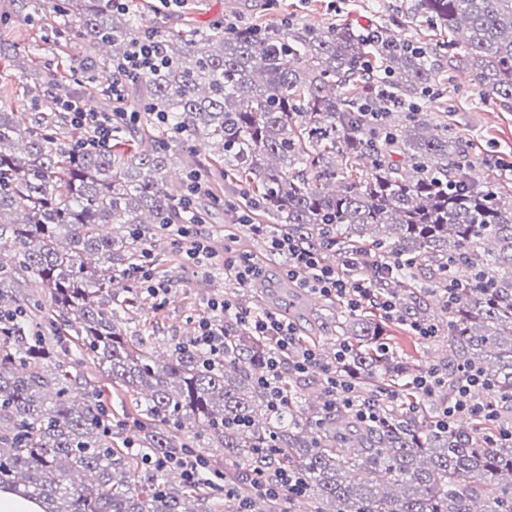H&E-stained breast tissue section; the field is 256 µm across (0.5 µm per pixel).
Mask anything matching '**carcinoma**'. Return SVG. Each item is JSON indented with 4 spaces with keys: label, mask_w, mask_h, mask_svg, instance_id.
<instances>
[{
    "label": "carcinoma",
    "mask_w": 512,
    "mask_h": 512,
    "mask_svg": "<svg viewBox=\"0 0 512 512\" xmlns=\"http://www.w3.org/2000/svg\"><path fill=\"white\" fill-rule=\"evenodd\" d=\"M11 18L50 10L55 40L108 48L66 76L49 62L19 70L33 80L34 111L0 108V489L23 491L43 512H512V182L477 181L475 157L448 124L431 125L419 101L435 84L433 51L388 27H267L228 18L206 29L151 32L132 9L100 0H11ZM432 27L464 51L476 87L512 109V0H416ZM162 43L168 66L138 76L120 108L140 120L107 149H84L87 131L61 104L77 94L111 99L112 63L134 41ZM363 84H383L400 109ZM164 112L167 122L156 121ZM150 142L151 148L140 149ZM214 153L184 173L244 187L271 233L319 249L323 263L396 296L385 316L338 299L317 314L336 336L318 369L285 375L286 404L267 408L259 382L266 338L228 319L224 353L188 339L164 359L128 332L118 302L148 241L184 214V183L168 168L184 142ZM395 265L376 276L375 262ZM19 273L47 303L11 285ZM462 284L447 302L449 275ZM435 327L448 351L416 364L388 327ZM96 362L116 395L139 408L135 445L118 447L104 390L77 373ZM53 368H48L49 364ZM486 383L494 420L470 414L440 424L459 369ZM349 382L379 419L336 405L323 370ZM431 369L432 395L413 388ZM224 456L216 481L141 478L144 455L181 456L191 445ZM303 473L301 495L262 496L253 470Z\"/></svg>",
    "instance_id": "1"
}]
</instances>
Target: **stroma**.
Instances as JSON below:
<instances>
[{
    "instance_id": "obj_1",
    "label": "stroma",
    "mask_w": 512,
    "mask_h": 512,
    "mask_svg": "<svg viewBox=\"0 0 512 512\" xmlns=\"http://www.w3.org/2000/svg\"><path fill=\"white\" fill-rule=\"evenodd\" d=\"M232 13L242 22L256 20L265 26H275L287 20L314 28L347 25L363 30L381 25L414 44L429 48H435L444 39L443 34L415 11L414 0H205L204 10L192 14L174 12L168 23L185 30L203 28ZM51 21V14L46 13L27 25L13 24L9 31L0 35V41L21 48L38 46L39 57L57 61L61 69H73L78 59L85 56L86 44L76 38L61 50H54L44 37V29ZM435 63L439 70L440 93L426 107L430 123L448 122L471 144L482 161L479 179L503 173L505 168L512 166V111L504 108L499 100L482 95L470 82L466 67L448 51H438ZM0 77L8 82L6 94L0 97V108L10 112L30 111L33 100L13 65L9 49L0 52ZM245 204V198L240 194L230 205L214 204L207 198L202 200L201 205L207 213L205 230L216 254H223L228 247L236 252L256 253L250 227H237L235 237L227 235L228 228L235 227V207ZM150 247L156 258V274L169 282L170 291L165 300L152 306L128 308L126 316L129 331L144 333L150 340V349L159 352L194 334L196 321L206 309L207 298L235 294L240 286L221 269L209 276L197 274L185 264L183 248L174 236L155 237Z\"/></svg>"
}]
</instances>
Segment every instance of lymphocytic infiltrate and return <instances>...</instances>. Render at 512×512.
Returning <instances> with one entry per match:
<instances>
[{
    "mask_svg": "<svg viewBox=\"0 0 512 512\" xmlns=\"http://www.w3.org/2000/svg\"><path fill=\"white\" fill-rule=\"evenodd\" d=\"M167 60L161 45L151 38L135 41L126 56L112 66V94L122 97L126 84L146 72H155L166 67ZM71 121L86 128L90 136L87 146L104 149L109 146L112 136L119 125L131 124L139 119L135 112H100L81 101H70L64 106ZM207 192L199 175H190L180 207L189 216L188 221L178 230L181 240L185 241V257L189 265L206 271L214 270V256L206 244L202 231L204 221L197 208L198 199ZM271 253L283 257L285 271L290 282L296 287L311 290L327 298L345 299L352 309H359L372 298V291L365 281L348 279L336 274L324 266L319 251L314 247H303L295 240L284 236L272 237L269 242ZM207 312L198 320L194 343L211 352H219L224 344V319L233 317L252 330L254 335L269 337L273 342L267 354L262 383L268 392L271 409H279L285 402L281 382L285 372L304 374L316 365L313 351H303L294 362L287 363L290 349L296 344L295 330L290 322L276 311L268 310L260 314H248L239 311L228 299L212 298L206 303ZM485 387L477 372H469L459 382L455 398L449 404L444 415L454 419L457 415L468 413L478 416L487 415L488 410L481 400Z\"/></svg>",
    "mask_w": 512,
    "mask_h": 512,
    "instance_id": "obj_1",
    "label": "lymphocytic infiltrate"
}]
</instances>
